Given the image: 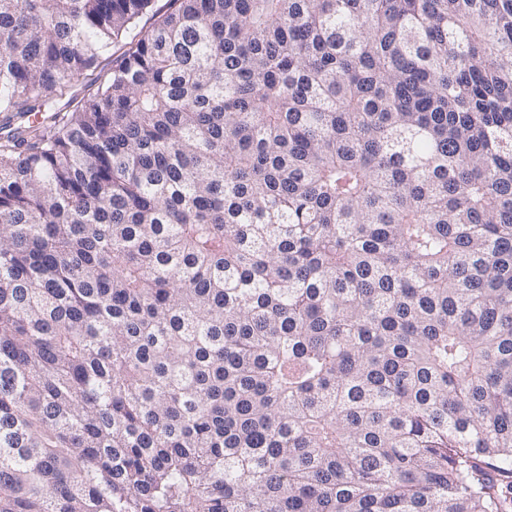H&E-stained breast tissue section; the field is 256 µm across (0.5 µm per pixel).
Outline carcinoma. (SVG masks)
<instances>
[{"label":"carcinoma","instance_id":"carcinoma-1","mask_svg":"<svg viewBox=\"0 0 512 512\" xmlns=\"http://www.w3.org/2000/svg\"><path fill=\"white\" fill-rule=\"evenodd\" d=\"M152 2L0 0V512H512V0Z\"/></svg>","mask_w":512,"mask_h":512}]
</instances>
